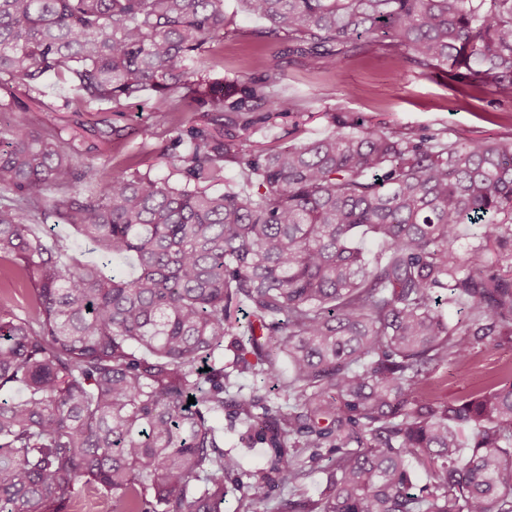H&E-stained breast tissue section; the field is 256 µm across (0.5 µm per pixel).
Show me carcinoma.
<instances>
[{
    "mask_svg": "<svg viewBox=\"0 0 512 512\" xmlns=\"http://www.w3.org/2000/svg\"><path fill=\"white\" fill-rule=\"evenodd\" d=\"M242 2L327 67L381 38L512 96V0ZM227 26L224 0H0V286L30 297L21 316L0 295V393L21 391L0 397V512H69L79 480L115 512H224L244 488L243 512H512V374L454 400L424 387L512 337V144L329 111L325 137L247 150L312 115L270 91L276 56L224 106L198 63L220 64ZM49 79L78 91L71 127L41 100ZM146 95L162 120L193 112L172 171L103 176L96 153L127 126L82 113ZM50 217L135 273L82 261ZM360 233L386 258L366 260ZM440 289L468 323L444 318ZM226 406L262 467L224 450ZM307 450L326 482L297 503Z\"/></svg>",
    "mask_w": 512,
    "mask_h": 512,
    "instance_id": "obj_1",
    "label": "carcinoma"
}]
</instances>
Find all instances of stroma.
Instances as JSON below:
<instances>
[{
  "instance_id": "1",
  "label": "stroma",
  "mask_w": 512,
  "mask_h": 512,
  "mask_svg": "<svg viewBox=\"0 0 512 512\" xmlns=\"http://www.w3.org/2000/svg\"><path fill=\"white\" fill-rule=\"evenodd\" d=\"M230 25L222 44V66L210 69L211 78L223 80L227 89L261 78L265 61L277 55L281 70L277 90L299 101L316 118L299 136L287 126L273 128V136L292 144L296 139H317L330 132L322 112L352 113L368 123H385L393 128L411 127L431 135L447 132L465 138H482L512 143V98L498 95L492 87L458 82L453 67L423 69L410 63L403 53L371 41L363 50L346 57L333 68L307 65L285 54L282 43L263 38L267 23L244 12L240 0H225ZM154 100L125 109L123 121L133 133L126 140L102 147L104 171L113 166L152 170L164 176L171 169L168 147L178 123L189 113H174L171 121L160 122ZM512 365V340L477 346L466 370L450 365L437 369L430 387L440 399L468 394L502 368Z\"/></svg>"
}]
</instances>
